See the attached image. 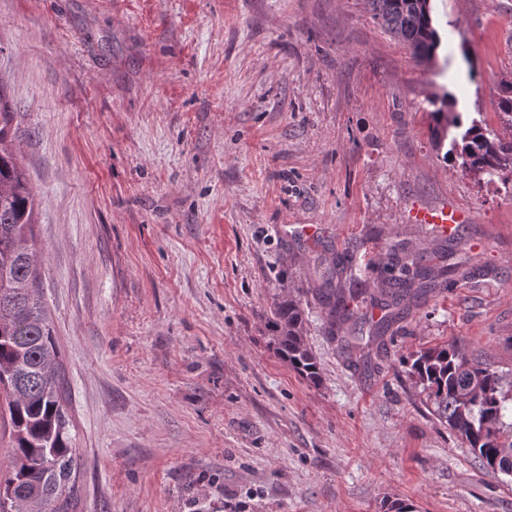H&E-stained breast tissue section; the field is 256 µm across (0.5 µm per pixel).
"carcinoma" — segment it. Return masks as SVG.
<instances>
[{"label": "carcinoma", "instance_id": "carcinoma-1", "mask_svg": "<svg viewBox=\"0 0 512 512\" xmlns=\"http://www.w3.org/2000/svg\"><path fill=\"white\" fill-rule=\"evenodd\" d=\"M372 16L420 62H433L440 46L427 0H368ZM450 92L429 99L432 137L449 140L447 154L465 174L498 179L512 197V80L501 79L494 104L500 130L486 121L464 124ZM16 112L3 100L0 85V421L10 430L11 455L0 470V512H77L76 449L58 372L56 336L35 283L39 257L29 245L35 224L36 196L12 143ZM407 275L391 281V291L373 299L384 311L364 323L389 321L392 306L414 296L415 280L434 274L418 254L404 266ZM326 309L325 330L350 321L344 296L318 289ZM269 323L281 359L316 384L319 366L305 327L303 300L287 297L270 309ZM410 373L426 393L434 414L468 444L482 468L512 474V421H505L512 394L502 377L471 360L456 343L419 351L407 359Z\"/></svg>", "mask_w": 512, "mask_h": 512}]
</instances>
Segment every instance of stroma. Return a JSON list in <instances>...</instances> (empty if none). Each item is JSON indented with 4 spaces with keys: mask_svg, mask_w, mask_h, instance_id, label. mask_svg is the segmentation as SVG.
Instances as JSON below:
<instances>
[{
    "mask_svg": "<svg viewBox=\"0 0 512 512\" xmlns=\"http://www.w3.org/2000/svg\"><path fill=\"white\" fill-rule=\"evenodd\" d=\"M432 7L424 64L366 0H0L79 512H512V477L404 363L457 341L512 383V200L445 159L428 105L495 123L512 0ZM444 203L469 214L456 236L411 223ZM419 252L455 272L366 352L326 335L318 288L368 312ZM298 293L317 385L268 324Z\"/></svg>",
    "mask_w": 512,
    "mask_h": 512,
    "instance_id": "35a3bbf8",
    "label": "stroma"
}]
</instances>
